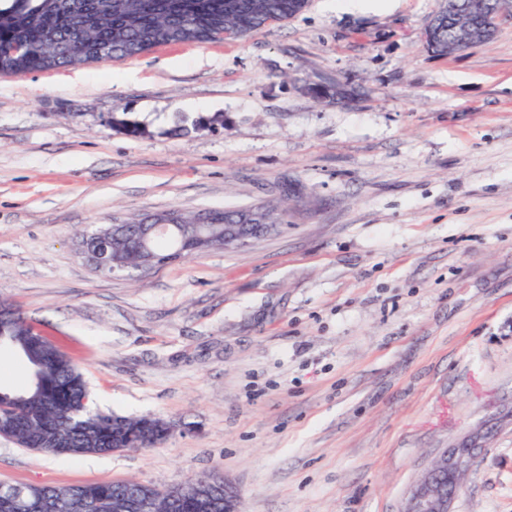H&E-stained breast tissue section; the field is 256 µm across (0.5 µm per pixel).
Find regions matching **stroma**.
<instances>
[{"mask_svg": "<svg viewBox=\"0 0 512 512\" xmlns=\"http://www.w3.org/2000/svg\"><path fill=\"white\" fill-rule=\"evenodd\" d=\"M438 0H308L249 36L0 75V290L154 448L0 438V483L219 473L241 512H399L438 451L456 512H512V25L451 57ZM357 94L349 104L317 88ZM139 125L131 137L113 118ZM273 204L282 231L95 271L77 234Z\"/></svg>", "mask_w": 512, "mask_h": 512, "instance_id": "stroma-1", "label": "stroma"}]
</instances>
